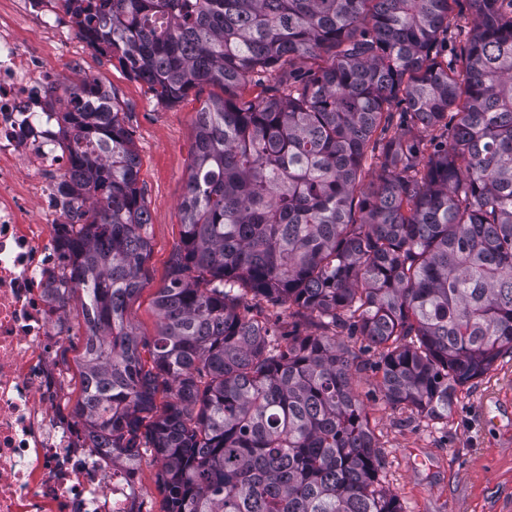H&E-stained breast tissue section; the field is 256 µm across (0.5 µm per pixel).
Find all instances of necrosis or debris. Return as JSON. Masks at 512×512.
<instances>
[{
    "label": "necrosis or debris",
    "mask_w": 512,
    "mask_h": 512,
    "mask_svg": "<svg viewBox=\"0 0 512 512\" xmlns=\"http://www.w3.org/2000/svg\"><path fill=\"white\" fill-rule=\"evenodd\" d=\"M0 12V512H145L134 467L82 427L56 357L79 318L63 313L70 276L57 245L71 156L49 96L62 71L20 34L28 0Z\"/></svg>",
    "instance_id": "obj_1"
}]
</instances>
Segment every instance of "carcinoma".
I'll list each match as a JSON object with an SVG mask.
<instances>
[{
    "label": "carcinoma",
    "mask_w": 512,
    "mask_h": 512,
    "mask_svg": "<svg viewBox=\"0 0 512 512\" xmlns=\"http://www.w3.org/2000/svg\"><path fill=\"white\" fill-rule=\"evenodd\" d=\"M468 3L449 59L459 0H65L157 104L224 88L197 112L150 339L128 314L150 251L138 155L115 97L84 109L83 85L63 88L82 417L112 464L154 456L163 512H401L337 337L379 347L386 400L435 421L512 354V0ZM323 53L330 65L282 79ZM403 103L410 123L390 136ZM448 125L447 147L412 132ZM263 300L321 332L271 334ZM454 14L457 16V24L462 29V34L460 36H456L455 38L448 39V58L450 56H454V54H459L461 52L466 42L465 32L469 29L472 22V16L468 11L465 2L458 6H455Z\"/></svg>",
    "instance_id": "1"
}]
</instances>
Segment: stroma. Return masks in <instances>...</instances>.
Here are the masks:
<instances>
[{
    "label": "stroma",
    "mask_w": 512,
    "mask_h": 512,
    "mask_svg": "<svg viewBox=\"0 0 512 512\" xmlns=\"http://www.w3.org/2000/svg\"><path fill=\"white\" fill-rule=\"evenodd\" d=\"M25 38L50 53L66 49L78 67L64 70L67 82L87 79L113 90L125 112L140 159L138 188L150 215L151 252L141 278L143 290L128 310L139 335L156 333L154 297L167 283L172 254L182 243L180 202L186 191L195 142L197 112L223 97L219 84H203L179 103L158 105L148 86L129 76L117 60L85 43L47 39L36 15H28ZM345 345L359 367L353 388L368 413L379 445L378 482L402 512H512V423L497 421L512 411V356H501L481 377L458 391L447 421L420 417L386 403L379 388V350L361 336Z\"/></svg>",
    "instance_id": "1"
}]
</instances>
